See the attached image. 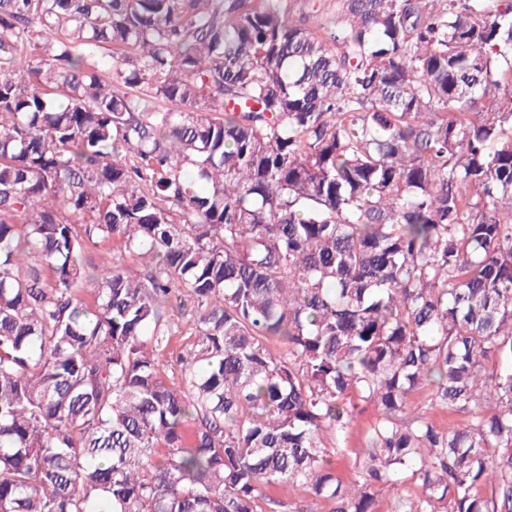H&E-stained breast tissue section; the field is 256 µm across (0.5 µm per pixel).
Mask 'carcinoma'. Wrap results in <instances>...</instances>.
<instances>
[{
    "instance_id": "obj_1",
    "label": "carcinoma",
    "mask_w": 512,
    "mask_h": 512,
    "mask_svg": "<svg viewBox=\"0 0 512 512\" xmlns=\"http://www.w3.org/2000/svg\"><path fill=\"white\" fill-rule=\"evenodd\" d=\"M309 21L0 0V512H512V4ZM120 246L121 242L115 239L88 250L85 261L89 270L93 271L95 267L102 265L113 254H118ZM376 414L377 410L373 405H366L364 407L350 432L347 448H350L352 451H357L358 448H361V433L373 423Z\"/></svg>"
}]
</instances>
